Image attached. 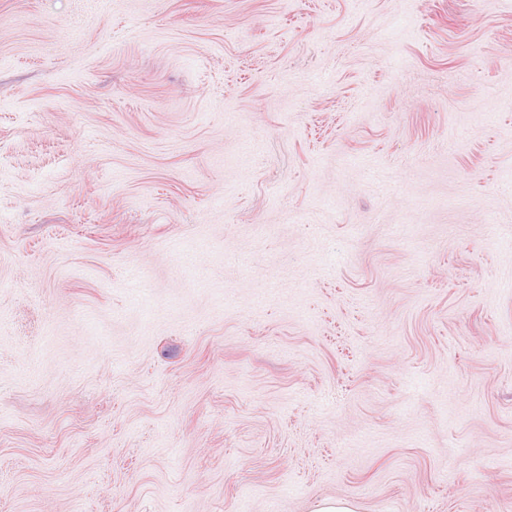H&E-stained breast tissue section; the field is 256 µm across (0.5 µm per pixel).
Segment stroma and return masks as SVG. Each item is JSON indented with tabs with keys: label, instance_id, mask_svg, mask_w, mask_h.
Instances as JSON below:
<instances>
[{
	"label": "stroma",
	"instance_id": "1",
	"mask_svg": "<svg viewBox=\"0 0 512 512\" xmlns=\"http://www.w3.org/2000/svg\"><path fill=\"white\" fill-rule=\"evenodd\" d=\"M512 512V0H0V512Z\"/></svg>",
	"mask_w": 512,
	"mask_h": 512
}]
</instances>
